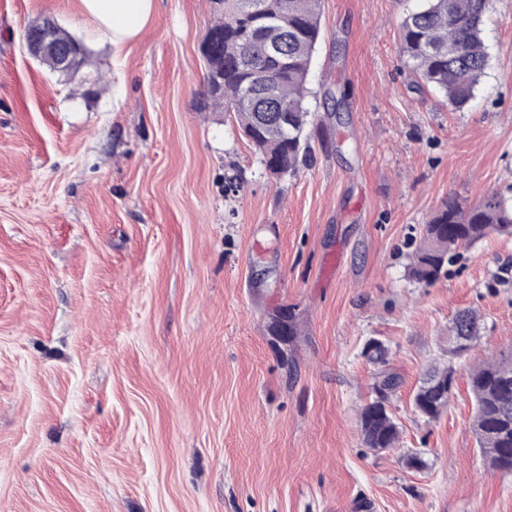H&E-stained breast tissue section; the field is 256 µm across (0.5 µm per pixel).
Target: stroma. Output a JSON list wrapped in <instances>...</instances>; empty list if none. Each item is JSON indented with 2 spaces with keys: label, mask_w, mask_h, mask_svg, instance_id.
<instances>
[{
  "label": "stroma",
  "mask_w": 512,
  "mask_h": 512,
  "mask_svg": "<svg viewBox=\"0 0 512 512\" xmlns=\"http://www.w3.org/2000/svg\"><path fill=\"white\" fill-rule=\"evenodd\" d=\"M75 2L0 0V512H512L466 388L512 351V235L409 273L445 201L512 193V0H489L460 110L414 88L418 0H322L311 156L282 179L203 96L214 0H155L117 72ZM46 22L82 44L72 69L28 52ZM462 309L481 340L453 362ZM372 339L403 378L383 451ZM447 363L430 421L414 394ZM360 417L364 441L368 448L395 447L399 431L386 404L375 399L363 408Z\"/></svg>",
  "instance_id": "stroma-1"
}]
</instances>
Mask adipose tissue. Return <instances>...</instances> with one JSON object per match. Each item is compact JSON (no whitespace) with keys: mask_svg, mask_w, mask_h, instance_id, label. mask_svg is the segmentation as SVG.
Returning <instances> with one entry per match:
<instances>
[{"mask_svg":"<svg viewBox=\"0 0 512 512\" xmlns=\"http://www.w3.org/2000/svg\"><path fill=\"white\" fill-rule=\"evenodd\" d=\"M79 8L97 35L111 44L112 63L117 66L152 18L155 0H79Z\"/></svg>","mask_w":512,"mask_h":512,"instance_id":"obj_1","label":"adipose tissue"}]
</instances>
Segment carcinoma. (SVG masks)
I'll use <instances>...</instances> for the list:
<instances>
[{"label": "carcinoma", "instance_id": "1", "mask_svg": "<svg viewBox=\"0 0 512 512\" xmlns=\"http://www.w3.org/2000/svg\"><path fill=\"white\" fill-rule=\"evenodd\" d=\"M321 0H224V42L214 44L222 60L205 56L208 70L204 96L235 120L245 139L261 156L269 174L297 173L309 157L306 126L309 75L321 37ZM487 0H423L400 26L404 53L418 77L417 89L442 92L456 109L475 98L488 62L482 38ZM512 230V202L493 192L464 209L446 202L429 221L423 246L411 265L412 278L435 281L454 249L469 247L491 233ZM451 328L467 343L450 357L468 354L480 337L476 313L455 315ZM453 371L436 368L414 396L416 409L438 419L449 401L438 396L440 385L454 394ZM474 401L473 429L490 467L512 474V356L486 361L468 374ZM367 447L393 448L399 431L387 405L375 400L361 412Z\"/></svg>", "mask_w": 512, "mask_h": 512}]
</instances>
